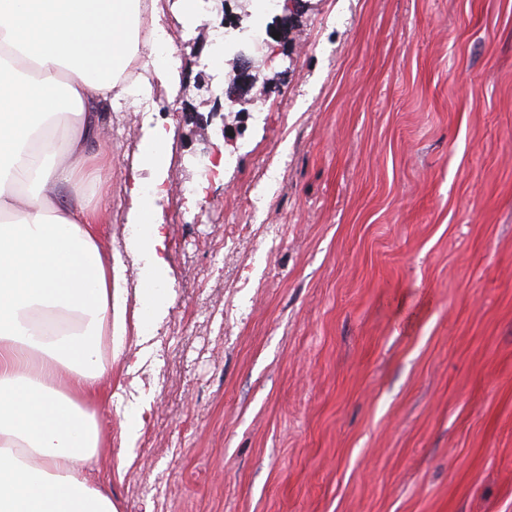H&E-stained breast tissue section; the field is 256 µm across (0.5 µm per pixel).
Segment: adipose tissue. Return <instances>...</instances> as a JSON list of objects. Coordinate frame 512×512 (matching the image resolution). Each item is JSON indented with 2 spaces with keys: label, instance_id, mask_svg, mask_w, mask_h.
<instances>
[{
  "label": "adipose tissue",
  "instance_id": "1",
  "mask_svg": "<svg viewBox=\"0 0 512 512\" xmlns=\"http://www.w3.org/2000/svg\"><path fill=\"white\" fill-rule=\"evenodd\" d=\"M153 0H0V512H116L86 472L111 403L127 290L80 189Z\"/></svg>",
  "mask_w": 512,
  "mask_h": 512
}]
</instances>
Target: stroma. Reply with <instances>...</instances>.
<instances>
[{"mask_svg":"<svg viewBox=\"0 0 512 512\" xmlns=\"http://www.w3.org/2000/svg\"><path fill=\"white\" fill-rule=\"evenodd\" d=\"M250 9L269 53L235 111L196 88L226 69L214 0L192 21L158 0L179 86L105 115L85 194L109 209L152 402L123 469L113 389L90 481L118 512H512V0H304L287 41L265 36L286 0ZM148 107L170 131L158 319L125 191Z\"/></svg>","mask_w":512,"mask_h":512,"instance_id":"obj_1","label":"stroma"}]
</instances>
